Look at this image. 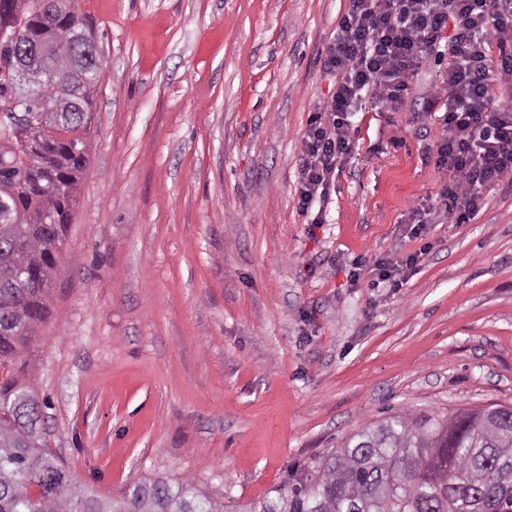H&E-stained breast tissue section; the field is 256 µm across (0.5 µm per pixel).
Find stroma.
Here are the masks:
<instances>
[{
    "label": "stroma",
    "mask_w": 512,
    "mask_h": 512,
    "mask_svg": "<svg viewBox=\"0 0 512 512\" xmlns=\"http://www.w3.org/2000/svg\"><path fill=\"white\" fill-rule=\"evenodd\" d=\"M348 0H80L102 78L27 371L48 445L108 496L157 475L249 504L399 411L512 405V187L405 232L436 194L437 44L397 112L352 118L322 223L298 212L308 115ZM433 248L406 284L357 262Z\"/></svg>",
    "instance_id": "1"
}]
</instances>
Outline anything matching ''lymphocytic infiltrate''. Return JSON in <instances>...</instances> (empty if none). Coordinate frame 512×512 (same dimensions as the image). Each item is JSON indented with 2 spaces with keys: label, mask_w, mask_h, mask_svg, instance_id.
Wrapping results in <instances>:
<instances>
[{
  "label": "lymphocytic infiltrate",
  "mask_w": 512,
  "mask_h": 512,
  "mask_svg": "<svg viewBox=\"0 0 512 512\" xmlns=\"http://www.w3.org/2000/svg\"><path fill=\"white\" fill-rule=\"evenodd\" d=\"M444 40L448 69L425 113L442 126L436 165L448 181L413 201L410 234L425 237L442 211L452 223H470L486 192L512 175V97L492 94L512 86V0H348L325 62L336 91L310 113L302 139L298 207L310 223H321L313 205L335 191L353 154L351 116L363 96L396 110L430 49Z\"/></svg>",
  "instance_id": "f902f5d3"
}]
</instances>
